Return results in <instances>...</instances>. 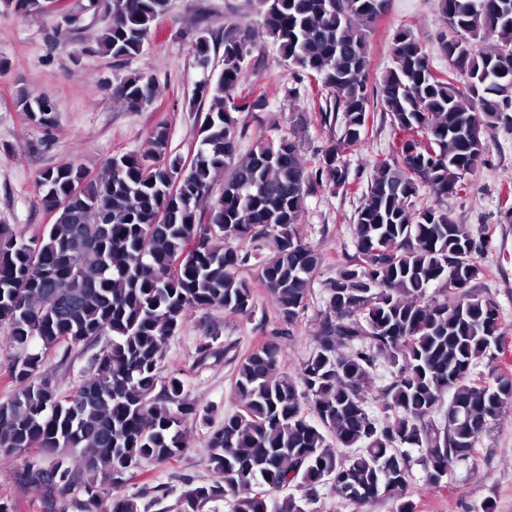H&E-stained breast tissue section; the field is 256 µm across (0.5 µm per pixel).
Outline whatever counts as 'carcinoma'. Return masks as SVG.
Segmentation results:
<instances>
[{
  "mask_svg": "<svg viewBox=\"0 0 512 512\" xmlns=\"http://www.w3.org/2000/svg\"><path fill=\"white\" fill-rule=\"evenodd\" d=\"M7 4L37 16L47 0ZM386 4L258 0L259 31L224 32L222 69L199 88L210 106L190 164L171 153L159 126L149 153L113 155L104 176L72 161L43 170L40 202L54 216L42 235L26 241L0 225V325L19 351L10 366L14 394L0 402V461L38 451L18 474L34 495L78 490L91 510L109 498L110 512H148L142 496L122 493L124 484L147 464L180 459L186 424L200 417L184 380L160 374L167 342L190 310L253 313L252 286L238 276L245 243H268L257 278L281 322L307 308L321 261L297 231L307 188L346 185L344 153L365 140L374 98L405 139L360 197L355 252L331 284L318 348L295 375L281 370L273 341L239 360L241 409L207 437L213 477L185 490L176 510L204 512L229 496L233 512H308L324 486L342 501L366 503L409 484L413 448L435 483L473 457L512 404L511 375L473 376L501 335L499 309L472 290L483 245L441 205L482 164L487 136L512 108V0H437L440 51L455 76H438L419 39L402 28L391 41L392 66L372 86L368 37ZM169 7L170 0H95L106 19L91 34L97 52L116 61L138 55ZM259 35L297 75L330 89L323 121L342 113L339 141L311 166L302 152L304 112L292 116V135H260L240 157L244 114L266 105L262 94L239 93ZM209 53L201 33L200 68ZM155 98L154 81L139 72L112 86L113 102L127 112ZM19 106L29 124L54 129L47 98L25 97ZM218 173L224 187L215 195ZM422 184L435 203L417 209ZM458 263L466 264L465 280L450 299L448 270ZM103 336L110 340L74 392L63 395L41 374L50 351ZM380 357L391 378L369 397Z\"/></svg>",
  "mask_w": 512,
  "mask_h": 512,
  "instance_id": "cac0c4a2",
  "label": "carcinoma"
}]
</instances>
